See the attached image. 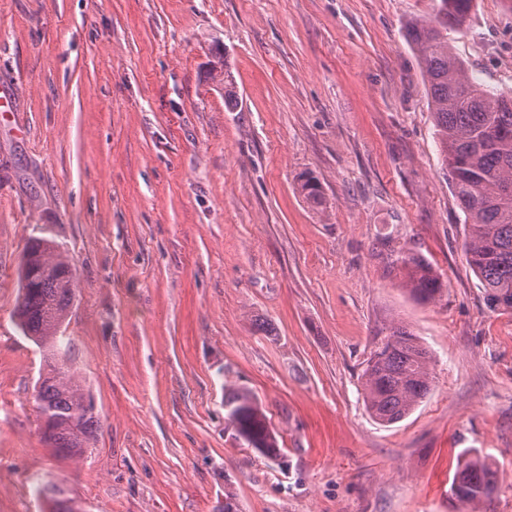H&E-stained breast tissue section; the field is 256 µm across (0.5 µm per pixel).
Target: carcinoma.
<instances>
[{
    "label": "carcinoma",
    "mask_w": 512,
    "mask_h": 512,
    "mask_svg": "<svg viewBox=\"0 0 512 512\" xmlns=\"http://www.w3.org/2000/svg\"><path fill=\"white\" fill-rule=\"evenodd\" d=\"M474 0H436L428 20H411L405 37L418 55L431 101L433 134L450 184L464 215L467 263L484 288L493 308L512 310V105L498 94L470 79L465 66L448 44V30L460 29L470 17ZM209 78L224 88V107L233 111L238 94L224 68V49H215ZM300 193L314 206L326 205L314 176H299ZM405 286L419 302H430L441 293L439 276L426 260L404 252ZM22 264L37 275L21 286L16 315L23 335L35 345L57 352L62 345L59 328L72 306L75 268L57 253L52 242L36 238L27 246ZM429 349L402 324L390 327L380 339L363 370V398L368 412L381 423L403 420L432 390ZM37 409L49 416L45 441L59 455L80 458L99 428L94 404L81 383L58 362L46 360L37 382ZM225 420L236 437L262 456L283 458L276 432L250 392L233 389L224 395ZM499 490L496 470L479 457H463L454 472L449 492L487 512ZM39 492L50 512H80L55 486Z\"/></svg>",
    "instance_id": "carcinoma-1"
}]
</instances>
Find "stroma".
I'll use <instances>...</instances> for the list:
<instances>
[{"mask_svg": "<svg viewBox=\"0 0 512 512\" xmlns=\"http://www.w3.org/2000/svg\"><path fill=\"white\" fill-rule=\"evenodd\" d=\"M434 0H0V512H470L458 458L499 471L512 512V310L490 308L403 24ZM224 47L236 111L207 78ZM469 77L512 93V0L449 32ZM316 176L312 207L297 178ZM77 269L60 328L101 428L44 441L40 349L14 312L27 243ZM444 283L415 302L397 262ZM433 389L383 424L362 371L392 325ZM249 390L285 450L224 419Z\"/></svg>", "mask_w": 512, "mask_h": 512, "instance_id": "35a3bbf8", "label": "stroma"}]
</instances>
